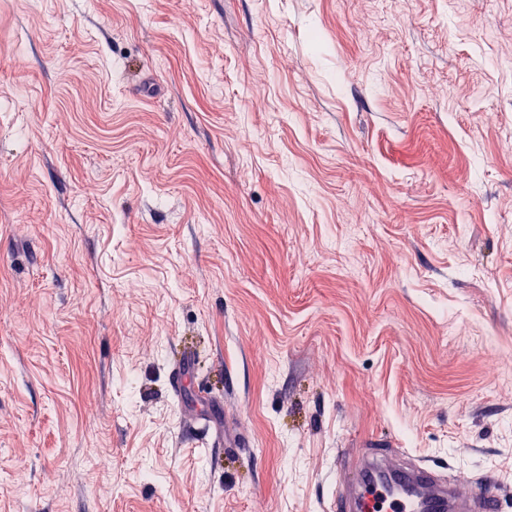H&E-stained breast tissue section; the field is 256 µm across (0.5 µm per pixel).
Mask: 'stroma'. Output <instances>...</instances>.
Instances as JSON below:
<instances>
[{
  "label": "stroma",
  "instance_id": "stroma-1",
  "mask_svg": "<svg viewBox=\"0 0 512 512\" xmlns=\"http://www.w3.org/2000/svg\"><path fill=\"white\" fill-rule=\"evenodd\" d=\"M372 448L512 493V0H0V512Z\"/></svg>",
  "mask_w": 512,
  "mask_h": 512
}]
</instances>
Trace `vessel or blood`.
I'll return each mask as SVG.
<instances>
[{
  "label": "vessel or blood",
  "instance_id": "vessel-or-blood-1",
  "mask_svg": "<svg viewBox=\"0 0 512 512\" xmlns=\"http://www.w3.org/2000/svg\"><path fill=\"white\" fill-rule=\"evenodd\" d=\"M339 464L354 477L337 492L336 512H501L503 495L495 486H481L476 496L459 500L447 478L427 463L395 471L373 452L362 457L341 454Z\"/></svg>",
  "mask_w": 512,
  "mask_h": 512
}]
</instances>
